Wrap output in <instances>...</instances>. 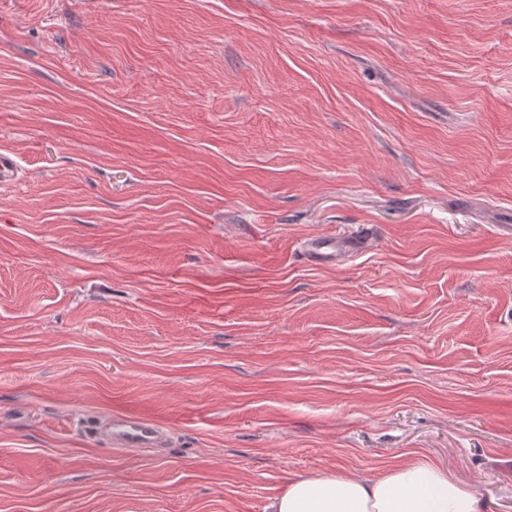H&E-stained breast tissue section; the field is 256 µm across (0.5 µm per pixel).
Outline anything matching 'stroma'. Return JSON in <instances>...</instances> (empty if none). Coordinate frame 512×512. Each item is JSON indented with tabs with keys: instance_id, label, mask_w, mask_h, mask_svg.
Returning a JSON list of instances; mask_svg holds the SVG:
<instances>
[{
	"instance_id": "stroma-1",
	"label": "stroma",
	"mask_w": 512,
	"mask_h": 512,
	"mask_svg": "<svg viewBox=\"0 0 512 512\" xmlns=\"http://www.w3.org/2000/svg\"><path fill=\"white\" fill-rule=\"evenodd\" d=\"M1 149L0 512H512V0H0ZM97 434L120 452L161 448L167 442L164 424L134 412L113 414L97 427ZM270 512H483L478 492L448 472L415 458L361 476L298 477L269 506Z\"/></svg>"
}]
</instances>
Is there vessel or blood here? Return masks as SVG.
<instances>
[{"mask_svg": "<svg viewBox=\"0 0 512 512\" xmlns=\"http://www.w3.org/2000/svg\"><path fill=\"white\" fill-rule=\"evenodd\" d=\"M97 433L120 452L160 448L167 442L164 424L134 412L112 415L98 426Z\"/></svg>", "mask_w": 512, "mask_h": 512, "instance_id": "obj_1", "label": "vessel or blood"}]
</instances>
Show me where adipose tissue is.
<instances>
[{
    "label": "adipose tissue",
    "instance_id": "ef3b65f1",
    "mask_svg": "<svg viewBox=\"0 0 512 512\" xmlns=\"http://www.w3.org/2000/svg\"><path fill=\"white\" fill-rule=\"evenodd\" d=\"M271 512H483L480 494L415 458L361 476L298 477Z\"/></svg>",
    "mask_w": 512,
    "mask_h": 512
}]
</instances>
